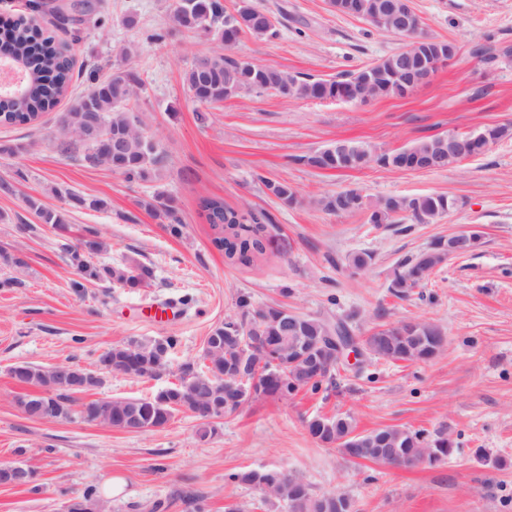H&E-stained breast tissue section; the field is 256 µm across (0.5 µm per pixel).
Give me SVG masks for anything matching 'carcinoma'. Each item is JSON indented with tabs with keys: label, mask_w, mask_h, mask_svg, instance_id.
Wrapping results in <instances>:
<instances>
[{
	"label": "carcinoma",
	"mask_w": 512,
	"mask_h": 512,
	"mask_svg": "<svg viewBox=\"0 0 512 512\" xmlns=\"http://www.w3.org/2000/svg\"><path fill=\"white\" fill-rule=\"evenodd\" d=\"M46 3L43 0H28L30 15L19 17L10 34L12 51L30 74L26 82L25 93L20 97L0 99V124H24L38 119L43 113L55 108L65 96L72 79V58L70 45L61 42L53 35L42 37L39 45L32 43V31L36 18L45 14ZM178 25L188 32L203 33L218 43L237 42L240 36L250 34L260 37L278 35L276 22L261 24L257 18L266 15L248 4L235 8L230 14L221 0H178L174 10ZM400 53L395 52L378 62L370 64L356 72L336 76L333 80L314 79L306 75L290 74L276 67L257 63L246 71L241 62L220 52L204 56L207 65L201 73L197 65L187 70L184 82L195 102L215 105L224 102V94L235 97L247 92H273L289 99L336 100L345 95L348 101L357 102L364 96L374 98L396 95L399 92V73L396 70ZM143 87L138 73L132 70H118L102 81H98L86 94L70 106L64 114L63 125L68 127L75 140L63 145L68 153L78 146L85 147L83 160L94 166L105 165L117 170L128 181L148 178L150 172L163 161L152 137L142 127L140 118L126 110L125 105L137 95ZM97 127L101 132L123 145L118 165L99 150L98 142L91 138L88 131ZM348 149L336 152L335 145H329L306 158L307 164L323 170L359 169L372 163L388 167L402 158L407 152L443 151L448 141L441 137L420 140L411 146L389 153H378L369 145L361 142L347 143ZM262 184L278 199L288 205L298 203L297 191L286 180H272L259 177ZM319 209L329 213H354L370 211L369 222L380 224H402L406 220L419 224L429 223L437 216L452 210L457 202L442 194L407 197L395 196L380 199L374 203L365 201L355 189L343 190L320 196L311 200ZM30 207L43 224L55 229L67 231L62 214L44 208L35 201H29ZM153 216L168 222L169 232L178 237L182 234V225L172 223L173 207L170 200L161 195L145 202ZM202 211L207 223L214 231L213 245L231 262L249 265L264 252L260 231L265 215L250 210L241 211L224 205L217 198L202 201ZM90 250L71 248L76 272L83 279L95 282L117 281L135 287L152 278L153 272L147 266L135 269H115L100 267L93 262L94 256L103 249V243L97 239L89 240ZM420 255H411L402 259L394 269L391 287L397 296L406 298L417 287L409 282L415 274L426 275L425 267L419 264ZM237 315L214 326L205 341L204 353L211 354L222 364L237 358L241 336L231 335L230 326L258 315L266 319L268 335L272 340L265 352L248 358V375H265L255 389L245 387L244 400L256 395L286 398L300 388L313 392L323 386L335 384V375L326 379L309 380L298 375L297 367L290 365L288 341L279 320L282 311L278 305H256L247 295H241L236 302ZM405 321L383 326V328L365 337L362 345L378 358L390 361L419 362L438 356L445 345L444 329L428 320L418 323L412 337L404 336ZM301 331L304 336H334L341 333L351 335V330L342 320L301 316ZM174 349L177 340L169 337L163 342L131 340L125 344L108 349V355L124 366L133 354L139 359V367L132 375L141 378L154 376V359L160 344ZM279 359L283 367L272 374L266 372L270 361ZM25 374L20 381L41 387L49 394L40 397L49 409L47 418L70 420L76 411L70 408L71 394L82 391L75 382L60 379L53 369L22 363ZM212 368L208 365L197 369L187 364L182 370L178 382L161 390L153 398H126L111 401L95 400L84 405V421L98 422L112 419V427L122 429L121 416L132 412L144 414L145 423L156 428L166 426L179 410L181 402L193 395H202L206 385H213L215 400L224 405V391L210 378ZM328 422L332 424L328 441L350 459L362 458L371 461H386V456L361 454L357 449L347 446L346 436L356 432L354 419L346 415H336ZM385 435L390 439L389 446L396 453L392 461L400 468H413L422 464H437L446 459L453 451V442L448 433L436 431L432 434L412 431L405 428L384 427L360 434V437H378ZM235 481L260 490L265 495L281 502L287 512H353L351 499L343 492L316 496L310 486L297 474L282 470H247L231 475Z\"/></svg>",
	"instance_id": "cac0c4a2"
}]
</instances>
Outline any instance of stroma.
<instances>
[{
	"mask_svg": "<svg viewBox=\"0 0 512 512\" xmlns=\"http://www.w3.org/2000/svg\"><path fill=\"white\" fill-rule=\"evenodd\" d=\"M45 32L71 44L72 97L126 68L144 85L130 110L148 126L164 162L130 182L64 153L63 100L32 123L0 125V465L34 478L0 485V512H67L91 488L103 512H205L239 505L245 512H286L283 504L234 482V473L283 469L301 475L315 495L344 492L355 512H512V137L489 151L435 171H391L377 165L320 170L302 159L326 145L363 142L391 152L448 133L512 125V0H411L422 32L455 46L454 59L404 96L366 102L294 100L243 93L216 107L194 102L183 77L216 50L293 74L322 79L357 71L401 50V38L365 19L336 13L328 0H251L277 22L278 35H244L228 48L185 32L170 20L173 0H96L82 22L71 0H47ZM134 25H127V18ZM138 48L131 59L121 50ZM285 179L299 204L271 195L263 178ZM357 189L367 200L444 194L458 206L428 224L375 226L367 212L329 214L312 196ZM171 198L183 226L172 236L143 206ZM265 212L266 251L254 264L228 262L200 214L201 198ZM100 199L93 210L80 199ZM64 212L67 232L40 223L29 200ZM478 229L473 253L448 259L407 298L390 289L399 260L464 228ZM104 244L98 263L146 265L153 278L132 288L81 284L61 242L87 237ZM368 252L357 271L345 258ZM256 304L332 320L347 319L356 338L403 319H425L446 332L443 352L420 363L350 360L329 388L280 399L258 395L215 420L200 439V420L174 413L164 429L139 433L100 423L36 419L19 400L30 388L13 366L93 367L109 347L131 339L178 342L169 368L153 379L108 373L85 398H144L177 382L183 364L203 362L213 326L235 313L239 295ZM352 415L358 432L395 426L446 431L454 443L444 462L405 470L351 460L317 443L306 422Z\"/></svg>",
	"mask_w": 512,
	"mask_h": 512,
	"instance_id": "stroma-1",
	"label": "stroma"
}]
</instances>
